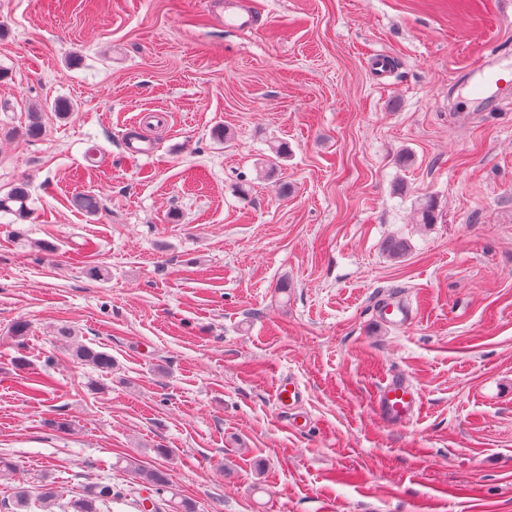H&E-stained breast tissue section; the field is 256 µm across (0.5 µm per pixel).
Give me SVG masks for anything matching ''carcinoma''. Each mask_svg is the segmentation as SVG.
I'll list each match as a JSON object with an SVG mask.
<instances>
[{
    "mask_svg": "<svg viewBox=\"0 0 512 512\" xmlns=\"http://www.w3.org/2000/svg\"><path fill=\"white\" fill-rule=\"evenodd\" d=\"M29 199V183L26 180L18 181L10 192L0 197V211H12V204L17 203L19 215L25 214L26 202ZM74 358L101 372L112 370V356L105 351L95 349L86 344L78 343L73 349ZM125 471L137 479V486L118 489L110 483L98 482L85 492L84 495L70 500L63 507V512H105L112 499L121 496L133 498L138 512H193L190 505L176 497L166 499L169 484L166 473L162 470H146L141 468L133 459H125ZM149 486L151 494L141 496V487Z\"/></svg>",
    "mask_w": 512,
    "mask_h": 512,
    "instance_id": "carcinoma-1",
    "label": "carcinoma"
}]
</instances>
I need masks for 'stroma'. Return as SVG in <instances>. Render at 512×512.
<instances>
[{
  "instance_id": "stroma-1",
  "label": "stroma",
  "mask_w": 512,
  "mask_h": 512,
  "mask_svg": "<svg viewBox=\"0 0 512 512\" xmlns=\"http://www.w3.org/2000/svg\"><path fill=\"white\" fill-rule=\"evenodd\" d=\"M214 2L0 0V195L31 194L0 212V512L126 486L121 457L196 512H512V86L457 82L512 0ZM396 373L421 410L391 427ZM29 199V183L26 180H19L4 197H0V211H13L11 204L18 203L17 212L19 216L25 214L26 202ZM375 316L381 324L395 327H407L414 319L409 304L396 298L387 299L378 305ZM73 356L80 363L89 365L100 372L112 370L111 355L86 344H76L73 349ZM375 406L385 423L399 426L416 414L420 402L417 390L406 378L391 375L378 388ZM303 399L301 388L290 378H281L278 382L275 401L282 414H289Z\"/></svg>"
}]
</instances>
